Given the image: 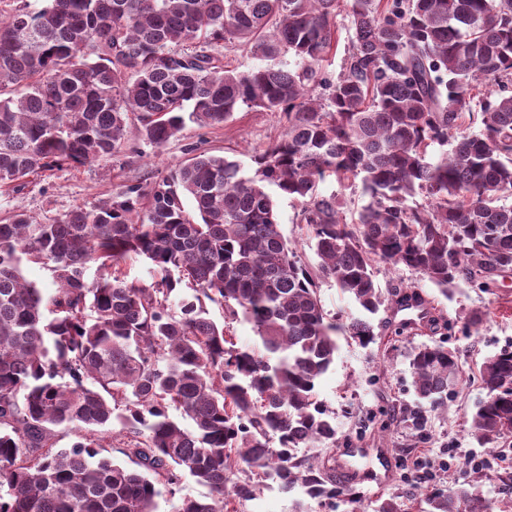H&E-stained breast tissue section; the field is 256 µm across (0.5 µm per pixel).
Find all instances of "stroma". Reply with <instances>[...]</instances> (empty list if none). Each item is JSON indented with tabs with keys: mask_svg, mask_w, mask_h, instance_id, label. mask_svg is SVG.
<instances>
[{
	"mask_svg": "<svg viewBox=\"0 0 512 512\" xmlns=\"http://www.w3.org/2000/svg\"><path fill=\"white\" fill-rule=\"evenodd\" d=\"M286 126L280 113L243 106L221 126L187 124L178 138L161 148L132 136L111 156L84 166L66 165L0 191V219L25 214L50 222L75 206L90 208L129 187L149 184L197 154L237 160L250 171L254 156ZM300 210V201L277 196L281 230L307 268L313 270L318 258L299 222ZM377 281L386 294L402 286L415 287L434 307L437 327L395 335L403 315L387 303L370 318L374 342L361 345L338 336L336 359L316 386L319 400L336 422V444L325 457L333 459L352 446L377 448L388 462L391 476L381 489L355 472L337 475V485L355 487L361 496L359 512H373L377 499L406 483L441 488L465 479L474 483L491 512H512V438L482 446L470 432L475 406L485 396L480 366L486 357L512 346V277L493 295L461 282L448 297L403 266L381 269ZM476 310L484 313L483 323L466 329L467 316ZM434 342L457 353L460 384L455 395L449 396L447 408L430 412L429 438L418 446L414 432L397 416L403 405L415 400L409 355L414 348Z\"/></svg>",
	"mask_w": 512,
	"mask_h": 512,
	"instance_id": "1",
	"label": "stroma"
}]
</instances>
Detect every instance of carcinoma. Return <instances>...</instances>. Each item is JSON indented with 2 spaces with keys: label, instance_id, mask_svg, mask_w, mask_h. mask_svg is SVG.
<instances>
[{
  "label": "carcinoma",
  "instance_id": "cac0c4a2",
  "mask_svg": "<svg viewBox=\"0 0 512 512\" xmlns=\"http://www.w3.org/2000/svg\"><path fill=\"white\" fill-rule=\"evenodd\" d=\"M343 9L348 48L331 80L318 70ZM226 42L257 63L224 65ZM485 82L498 91L476 97ZM511 85L512 0H43L0 13V188L110 156L132 133L164 146L242 105L288 123L251 175L203 154L51 223L0 222V512H157L186 476L208 493L171 512H241L271 483L357 504L336 467L300 449L336 443L315 388L337 336L367 345L375 333L329 318L270 188L301 201L318 272L368 314L384 303L381 266L447 297L460 280L493 295L512 275ZM435 144L451 149L430 159ZM329 176L360 180L369 201L346 215L317 192ZM136 257L151 284L127 281ZM29 263L51 272L53 294L24 276ZM209 303L256 343L237 346ZM409 367L417 397L445 405L456 353L424 345ZM480 377L471 435L486 445L512 436V350ZM400 419L424 437L422 406ZM114 431L129 466L102 456ZM407 499L375 512H408ZM425 502L487 512L468 483Z\"/></svg>",
  "mask_w": 512,
  "mask_h": 512
}]
</instances>
